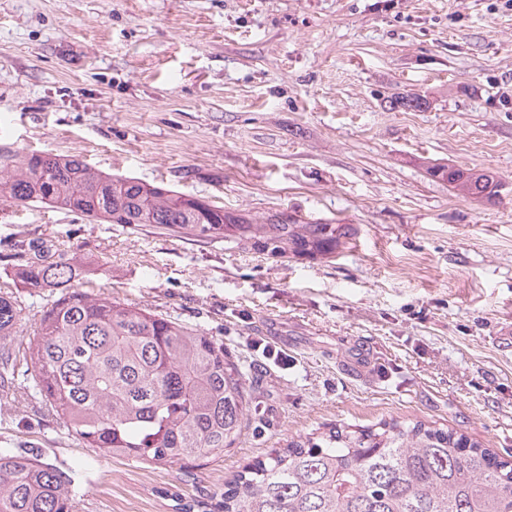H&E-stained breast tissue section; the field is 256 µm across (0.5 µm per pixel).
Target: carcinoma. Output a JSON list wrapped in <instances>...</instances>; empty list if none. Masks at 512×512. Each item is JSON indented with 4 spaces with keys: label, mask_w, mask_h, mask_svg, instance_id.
Returning <instances> with one entry per match:
<instances>
[{
    "label": "carcinoma",
    "mask_w": 512,
    "mask_h": 512,
    "mask_svg": "<svg viewBox=\"0 0 512 512\" xmlns=\"http://www.w3.org/2000/svg\"><path fill=\"white\" fill-rule=\"evenodd\" d=\"M427 173L473 199L495 200L486 170L433 164ZM64 209L89 221L152 224L170 236L269 257L330 259L354 229L282 213L256 223L203 197L108 174L77 156L0 145V205ZM68 251L32 243L0 291V383L40 402L85 448L186 465L224 454L256 413L224 344L167 314L92 296ZM47 291L35 338L20 289ZM71 479L25 454L0 451V512H72ZM222 512H512V460L422 420L332 426L291 440L224 481Z\"/></svg>",
    "instance_id": "cac0c4a2"
}]
</instances>
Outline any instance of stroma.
<instances>
[{
  "mask_svg": "<svg viewBox=\"0 0 512 512\" xmlns=\"http://www.w3.org/2000/svg\"><path fill=\"white\" fill-rule=\"evenodd\" d=\"M406 94L424 107L390 109ZM5 143L357 229L309 262L0 206V282L14 243H59L94 267L88 293L223 342L264 413L183 469L81 447L0 391V448L66 471L73 512H178L335 425L422 420L512 455V0H0ZM430 164L500 192L465 197ZM426 170L431 177L448 182V187L466 197L492 202L500 192L501 183L486 170L440 164L427 166Z\"/></svg>",
  "mask_w": 512,
  "mask_h": 512,
  "instance_id": "stroma-1",
  "label": "stroma"
}]
</instances>
